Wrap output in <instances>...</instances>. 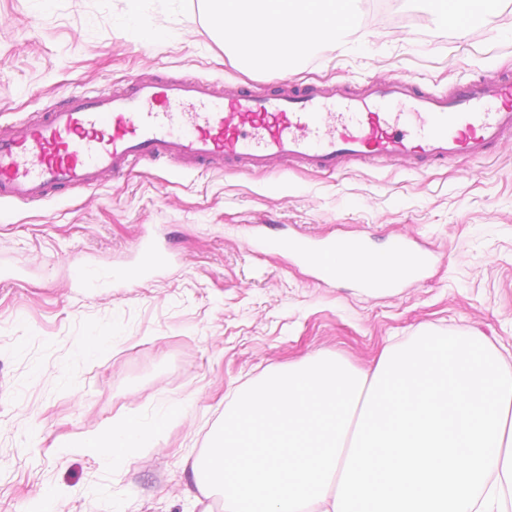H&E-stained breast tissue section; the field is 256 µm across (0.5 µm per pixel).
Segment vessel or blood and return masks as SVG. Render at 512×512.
Returning a JSON list of instances; mask_svg holds the SVG:
<instances>
[{"mask_svg":"<svg viewBox=\"0 0 512 512\" xmlns=\"http://www.w3.org/2000/svg\"><path fill=\"white\" fill-rule=\"evenodd\" d=\"M512 133V80L490 73L448 94L421 90L413 80L370 82L361 91L340 85L241 87L217 95L204 78L130 80L119 91L76 94L36 120L0 135V200L44 202L65 187L95 188L118 180L140 161L166 160L226 170H272L286 161L333 172L346 159L414 160L417 165L485 157ZM258 247L289 252L323 281L353 278L383 292L418 279L434 254L394 240L385 252L366 240L312 242L262 238ZM368 260L372 271L349 274L337 254ZM401 278L381 276L391 261Z\"/></svg>","mask_w":512,"mask_h":512,"instance_id":"1","label":"vessel or blood"}]
</instances>
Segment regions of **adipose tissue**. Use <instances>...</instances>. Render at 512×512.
<instances>
[{
  "mask_svg": "<svg viewBox=\"0 0 512 512\" xmlns=\"http://www.w3.org/2000/svg\"><path fill=\"white\" fill-rule=\"evenodd\" d=\"M212 26L222 32L239 69H287L315 46L342 47L360 28L362 0H201ZM440 25L454 23L468 8L477 18L495 15L502 0H424ZM170 408L151 419L126 418L82 437L81 448L102 459L132 455L152 447L161 431L179 416Z\"/></svg>",
  "mask_w": 512,
  "mask_h": 512,
  "instance_id": "obj_1",
  "label": "adipose tissue"
}]
</instances>
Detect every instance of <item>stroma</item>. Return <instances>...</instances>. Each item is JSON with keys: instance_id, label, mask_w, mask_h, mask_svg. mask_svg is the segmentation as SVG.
Masks as SVG:
<instances>
[{"instance_id": "obj_1", "label": "stroma", "mask_w": 512, "mask_h": 512, "mask_svg": "<svg viewBox=\"0 0 512 512\" xmlns=\"http://www.w3.org/2000/svg\"><path fill=\"white\" fill-rule=\"evenodd\" d=\"M364 0V28L317 46L290 73L238 71L199 0H0V130L74 93L133 79L201 77L240 85L328 81L359 90L413 78L428 92L496 72L512 77V0L466 36L419 0ZM161 36L125 29L131 11ZM402 237L436 252L416 282L372 293L319 281L291 254L252 252L255 237ZM151 241L167 259L117 281ZM108 273L96 288L78 270ZM484 336L512 369V136L489 156L424 169L347 162L236 173L154 161L123 181L72 188L34 205L0 203V512H31L42 487L57 512H200L191 464L225 399L272 364L323 353L375 366L422 332ZM103 340L95 357L79 346ZM184 412L153 447L102 466L76 440L112 420Z\"/></svg>"}]
</instances>
